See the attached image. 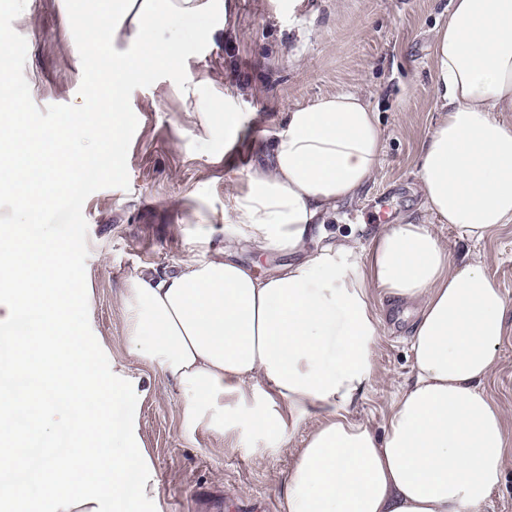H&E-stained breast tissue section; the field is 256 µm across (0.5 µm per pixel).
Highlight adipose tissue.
Segmentation results:
<instances>
[{
	"mask_svg": "<svg viewBox=\"0 0 512 512\" xmlns=\"http://www.w3.org/2000/svg\"><path fill=\"white\" fill-rule=\"evenodd\" d=\"M102 25L74 32L89 55L129 47L97 73L94 113L73 112L53 150L8 92L0 56V192L23 220L0 225V512H159V488L138 423L145 392L129 364L157 368L182 391L185 427L228 435L249 428L288 445L315 416L288 476L285 512H488L512 457L505 410L485 389L512 312L487 259L456 260L422 222L383 226L370 241L329 232L344 201L375 181L383 129L356 92L290 109L267 163L224 201V246L176 270L130 276L126 349L110 375L84 335L76 295L84 273L65 244L35 229L88 158L91 127L121 140L128 86L159 60L181 57L155 30L173 14L225 22V0H91ZM441 114L419 161L427 212L461 237L512 223V0H450L436 34ZM321 239L316 251L309 242ZM288 253L269 277L227 258L240 243ZM414 309L413 380L394 399L383 435L352 419L376 380L382 321L373 294ZM27 335H16L18 325ZM33 400L42 439L67 427L71 450L44 454L33 481L16 480L20 398Z\"/></svg>",
	"mask_w": 512,
	"mask_h": 512,
	"instance_id": "obj_1",
	"label": "adipose tissue"
}]
</instances>
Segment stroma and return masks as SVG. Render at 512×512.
Masks as SVG:
<instances>
[{
	"mask_svg": "<svg viewBox=\"0 0 512 512\" xmlns=\"http://www.w3.org/2000/svg\"><path fill=\"white\" fill-rule=\"evenodd\" d=\"M228 0L231 21L203 37L204 20L172 16L160 26L166 41L188 55L171 69L153 67L126 92V127L120 146L101 132L104 154L121 170H83L82 195H65L39 215L45 237L70 245L92 295L87 305L90 342L107 345L99 361L109 373L112 356L125 347V310L120 293L138 269L164 271L197 255L204 234L223 244L221 218L227 188L250 165L266 162L289 109L352 89L378 112L384 130L380 172L359 200L343 202L330 228L371 239L368 223L379 199L395 217L423 221L429 214L418 181L421 148L436 123L441 101L435 86L434 45L448 23L449 0ZM83 0H27L24 9L0 7V48L11 64V88L27 112L54 130L74 109L91 111L94 71L83 45L70 33ZM232 92L245 131L232 151L224 149V94ZM209 106L208 115L190 109ZM455 259L479 252L488 273L512 302V223L480 242L461 239L448 224H434ZM383 334L375 350L376 381L354 415L383 430L390 406L412 377L408 339L414 317L404 307L377 300ZM487 392L509 409L512 438V334L505 337ZM147 394L139 414L141 434L160 490L162 512H199L191 492L223 496L225 504L281 500L296 451L315 423H299L288 449L272 450L265 438L237 431L225 439L201 426L184 428L177 413L181 393L157 369L132 363Z\"/></svg>",
	"mask_w": 512,
	"mask_h": 512,
	"instance_id": "1",
	"label": "stroma"
}]
</instances>
